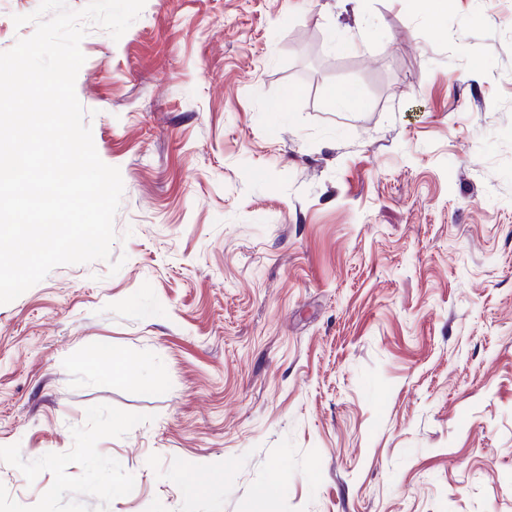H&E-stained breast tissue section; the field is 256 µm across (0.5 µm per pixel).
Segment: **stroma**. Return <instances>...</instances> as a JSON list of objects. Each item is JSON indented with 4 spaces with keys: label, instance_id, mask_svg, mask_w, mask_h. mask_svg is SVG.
<instances>
[{
    "label": "stroma",
    "instance_id": "stroma-1",
    "mask_svg": "<svg viewBox=\"0 0 512 512\" xmlns=\"http://www.w3.org/2000/svg\"><path fill=\"white\" fill-rule=\"evenodd\" d=\"M80 48L117 239L0 305V512H512V0H146ZM327 96L330 106L338 112H356L362 105L359 93L351 86L330 88ZM98 358L102 361L112 363L113 375H116L124 380H130L136 383L144 382L143 378L139 374L129 369V367L122 359L121 355L115 353L114 351L112 352L111 349L102 348L98 352Z\"/></svg>",
    "mask_w": 512,
    "mask_h": 512
}]
</instances>
